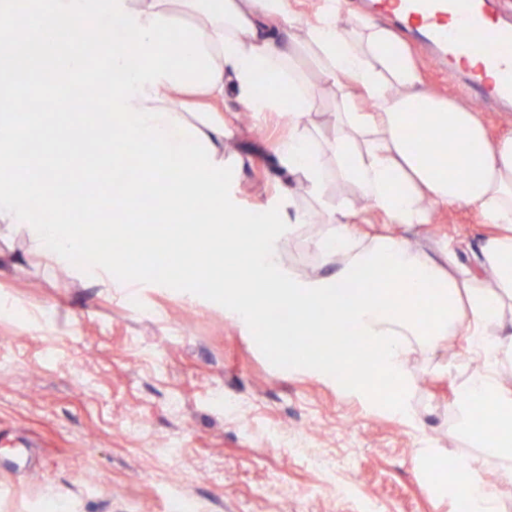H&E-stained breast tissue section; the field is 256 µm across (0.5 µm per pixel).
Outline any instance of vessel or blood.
I'll list each match as a JSON object with an SVG mask.
<instances>
[{"instance_id":"1","label":"vessel or blood","mask_w":512,"mask_h":512,"mask_svg":"<svg viewBox=\"0 0 512 512\" xmlns=\"http://www.w3.org/2000/svg\"><path fill=\"white\" fill-rule=\"evenodd\" d=\"M378 10L401 17L433 56L455 61L466 50L471 88L484 98L512 101V25L497 16L494 0H376Z\"/></svg>"}]
</instances>
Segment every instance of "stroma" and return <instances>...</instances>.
<instances>
[{"mask_svg":"<svg viewBox=\"0 0 512 512\" xmlns=\"http://www.w3.org/2000/svg\"><path fill=\"white\" fill-rule=\"evenodd\" d=\"M429 89L460 94L491 136L504 109L480 99L426 56ZM237 162L233 192L254 211L291 190L272 147L288 119L224 98ZM335 199L354 203L362 235L390 233L435 253L444 237L469 243L494 230L470 207L432 208L427 224H391L332 178ZM302 224L281 242L284 269L310 275L322 260ZM417 425L376 412L314 377L272 366L250 330L223 307L155 283L128 291L71 263L28 252L0 223V512H459L438 494L434 469L416 454L434 442L442 457L475 452L452 438L456 389L482 367L465 333L414 349Z\"/></svg>","mask_w":512,"mask_h":512,"instance_id":"1","label":"stroma"}]
</instances>
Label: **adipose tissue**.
I'll list each match as a JSON object with an SVG mask.
<instances>
[{"label": "adipose tissue", "instance_id": "obj_1", "mask_svg": "<svg viewBox=\"0 0 512 512\" xmlns=\"http://www.w3.org/2000/svg\"><path fill=\"white\" fill-rule=\"evenodd\" d=\"M124 9L144 27L160 15L201 29L220 71L204 89L195 81L174 87L162 78L132 97L131 108L163 110L160 129H170L172 117L205 113L204 140L218 162L228 135L226 88L248 111L287 117L290 133L276 154L315 206L298 207L288 194L282 210L291 224L315 219L327 225L312 246L329 266L344 269L373 248L349 222L352 204L328 195L334 177L394 224H426L431 207L459 205L477 208L484 223L497 226V234L474 245L444 240L439 259L407 244L402 251L453 283L461 313L452 329L466 332L484 363L458 386L456 407L471 439L492 457L512 461V387L500 379L512 361V322L501 314L504 299H512V130L491 137L456 95L426 88L400 36L372 19L344 22L342 0H312L306 18L291 11L289 0H124ZM322 90L336 100L324 133L307 124ZM413 126L431 151L410 139ZM418 454L436 463L437 488L452 490L469 512H500L501 491L483 481L477 456L460 457L451 467L435 445Z\"/></svg>", "mask_w": 512, "mask_h": 512}]
</instances>
